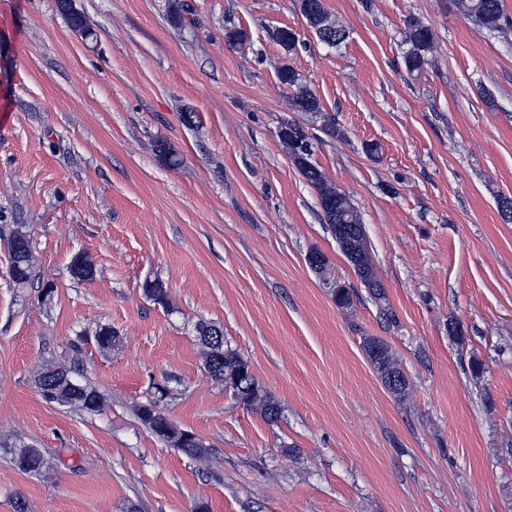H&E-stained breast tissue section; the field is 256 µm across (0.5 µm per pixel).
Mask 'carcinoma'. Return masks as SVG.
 Wrapping results in <instances>:
<instances>
[{
	"label": "carcinoma",
	"instance_id": "carcinoma-1",
	"mask_svg": "<svg viewBox=\"0 0 512 512\" xmlns=\"http://www.w3.org/2000/svg\"><path fill=\"white\" fill-rule=\"evenodd\" d=\"M60 7L75 31L86 38L92 35L82 15L73 8L72 0H60ZM456 7L479 28L489 32L502 30L506 19L504 0H456ZM300 11L309 27L324 43L330 42L336 46L345 40L346 29L332 19L322 0H300ZM292 34L293 31L288 28L278 29L272 33V39L288 55L296 49ZM405 44V69L409 73L420 71L434 48V34L431 28L418 18H408ZM277 78L281 84L294 89V93L288 99L290 110L312 117H324L320 99L314 91L303 84L302 77L292 66H281ZM280 139L303 177L317 190L323 220L329 224L331 231L335 232L336 242L352 264L355 273L371 295L379 300L384 298L383 286L366 245L358 206L311 162V144L303 128L293 121L286 120L283 122ZM0 237L7 242L9 249L11 279L21 287L29 284L33 279V266L28 235L21 230L19 224H4L0 226ZM71 271L75 278L85 280L93 276L94 265L89 257L81 255L73 260ZM144 295L161 305L166 304L168 300L167 288L160 280L147 282ZM94 340L99 348L108 350L119 341V337L111 327L104 326L96 332ZM197 340L202 348L205 369L210 376L231 389L244 387L239 401L259 410L266 421L272 424L278 422L282 413L281 405L260 385L251 373L248 362L237 352L224 346V333L212 324L201 323L197 326ZM362 347L387 390L400 400L406 398L411 390V382L390 347L372 336L363 337ZM37 384L40 394L48 403L87 412H97L104 405L103 396L95 388L76 381L73 370L66 367L52 366L43 369L37 375ZM137 416L153 434L186 456L201 459L211 454V449L207 448L194 433L182 430L169 421L157 409V404L139 406ZM14 461L17 468L26 473L37 472L44 465L42 451L31 446L19 449L15 453Z\"/></svg>",
	"mask_w": 512,
	"mask_h": 512
}]
</instances>
